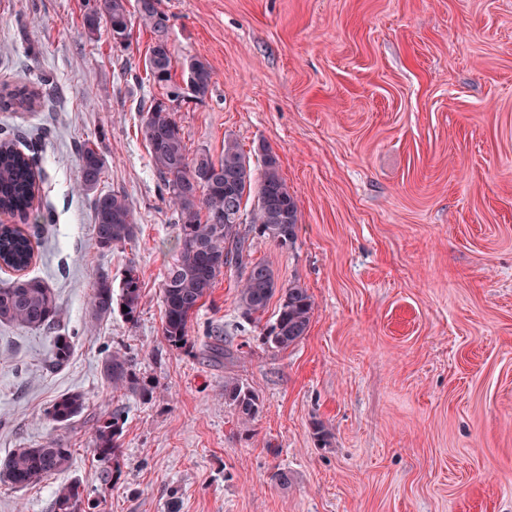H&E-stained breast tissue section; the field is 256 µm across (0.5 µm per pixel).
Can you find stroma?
Instances as JSON below:
<instances>
[{"instance_id": "obj_1", "label": "stroma", "mask_w": 512, "mask_h": 512, "mask_svg": "<svg viewBox=\"0 0 512 512\" xmlns=\"http://www.w3.org/2000/svg\"><path fill=\"white\" fill-rule=\"evenodd\" d=\"M89 0H0V87L42 95L0 112L44 171L30 275L55 291V332L0 323V458L63 439L70 469L23 490L0 483V512H50L79 481L96 512H512V0H158L173 76L214 72L209 95L172 103L189 152L263 149L299 201L292 248L248 235V259L307 288L306 336L285 351L259 339L275 319L241 318V268L226 267L194 317L186 349L161 334L160 292L177 257V216L141 132L150 28L89 35ZM49 84H41L40 76ZM108 167L135 238L93 244L77 144ZM135 267L142 305L89 322L100 271ZM219 332L228 356L202 346ZM67 365L49 369L54 334ZM126 352L156 391H112L101 360ZM254 390L241 427L224 381ZM87 408L50 420L59 396ZM123 412L121 452L93 453L94 426ZM330 430L317 440L314 422ZM287 471L288 485L271 484ZM86 398L80 392L67 393L56 399L48 411L50 419L60 425H70L83 415Z\"/></svg>"}]
</instances>
